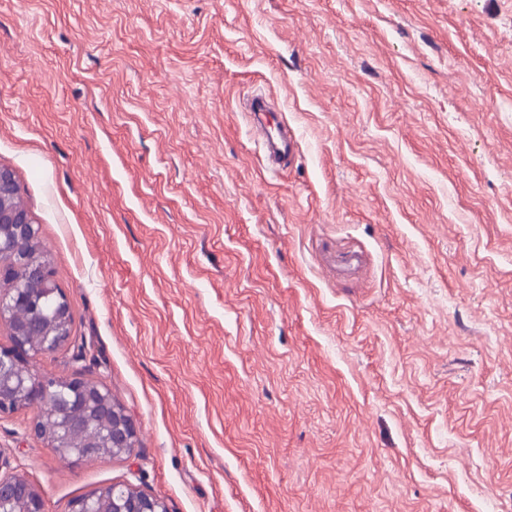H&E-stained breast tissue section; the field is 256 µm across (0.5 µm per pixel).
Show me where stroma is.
<instances>
[{"instance_id": "obj_1", "label": "stroma", "mask_w": 512, "mask_h": 512, "mask_svg": "<svg viewBox=\"0 0 512 512\" xmlns=\"http://www.w3.org/2000/svg\"><path fill=\"white\" fill-rule=\"evenodd\" d=\"M0 166L138 429L47 512H512V0H0ZM266 97L256 95L249 99L246 104L247 112L250 117L254 115L258 127V134L265 139L268 154L267 162L272 166H282L291 164L296 156V146L292 138L288 136V131L277 125H271L265 118L269 114L265 106ZM70 511L168 512V508L163 499L145 494L130 484L112 483L92 495L75 500Z\"/></svg>"}]
</instances>
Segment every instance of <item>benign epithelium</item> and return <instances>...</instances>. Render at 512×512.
I'll use <instances>...</instances> for the list:
<instances>
[{"label": "benign epithelium", "instance_id": "7a95c632", "mask_svg": "<svg viewBox=\"0 0 512 512\" xmlns=\"http://www.w3.org/2000/svg\"><path fill=\"white\" fill-rule=\"evenodd\" d=\"M15 184L13 172L0 166V283L21 270L25 279L39 285L44 294L56 295L57 305L54 316L46 318L40 314L41 298L29 290L0 289L1 327L18 310L32 312L20 322L11 321V344L0 347V417L39 407L59 386L67 391L62 398L65 409L60 430L47 436L34 421L30 425L34 437L63 459L94 461L129 454L135 448L136 424L126 409L114 401L112 393L99 383L81 377L50 380L40 375L27 379L20 375V370L29 367L34 352L52 354L72 344L73 333L70 303L59 288L49 262L37 256L29 259L20 252L33 235L35 221L26 207L16 204ZM91 423L104 427L108 445L91 437L82 447H71L69 434ZM16 498L25 499L26 512H45L41 495L28 479L18 474L0 475V504ZM71 512H168V508L163 499L145 494L130 484L112 483L75 500Z\"/></svg>", "mask_w": 512, "mask_h": 512}]
</instances>
